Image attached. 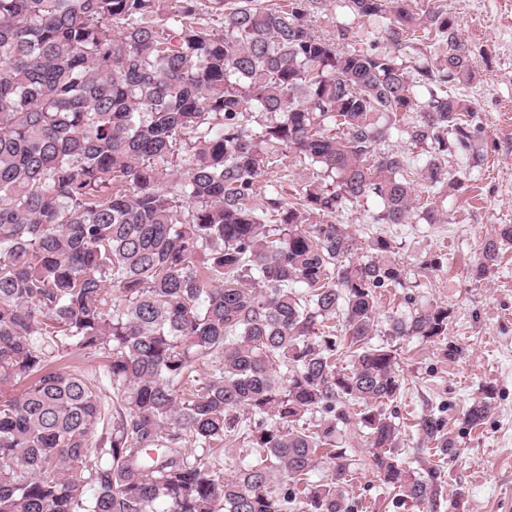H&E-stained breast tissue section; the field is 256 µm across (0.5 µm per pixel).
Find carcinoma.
I'll list each match as a JSON object with an SVG mask.
<instances>
[{
	"mask_svg": "<svg viewBox=\"0 0 512 512\" xmlns=\"http://www.w3.org/2000/svg\"><path fill=\"white\" fill-rule=\"evenodd\" d=\"M209 2L219 32L198 0H0V387L24 383L0 395V512H344L351 405L381 482L436 495L439 471L391 457L397 353L373 342L376 289L406 269L385 238L356 255L329 217L374 197L375 222L410 224L417 182L462 188L447 164L472 146L471 108L448 85L471 79L470 50L414 0H342L334 39L313 29L323 0ZM373 17L385 47L343 50ZM418 30L445 50L411 69L399 50ZM395 134L420 153L384 148ZM288 154L318 176L293 201L260 183ZM511 244L499 225L476 276ZM335 318L348 370L319 331ZM448 319L421 308L386 331L434 342ZM69 346L107 358L94 449L99 383L50 368ZM416 426L448 453L435 417ZM242 438L231 477L190 451ZM322 455L331 477L311 482Z\"/></svg>",
	"mask_w": 512,
	"mask_h": 512,
	"instance_id": "carcinoma-1",
	"label": "carcinoma"
}]
</instances>
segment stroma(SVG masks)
I'll return each instance as SVG.
<instances>
[{"mask_svg":"<svg viewBox=\"0 0 512 512\" xmlns=\"http://www.w3.org/2000/svg\"><path fill=\"white\" fill-rule=\"evenodd\" d=\"M458 23L475 68L458 87L479 128L473 152L448 159L449 171L466 174L451 196L435 195L438 224H374L379 205L367 200L347 208L361 251L378 236L388 239L406 267L401 288L377 291L380 324L409 311L449 308L447 336L387 340L398 354L402 389L386 406L398 426L396 460L413 474L436 469L442 481L432 504L401 499L378 479L356 421L342 426L339 441L354 472L339 492L346 512H512V245L503 249L485 280L475 281L486 240L512 224V0H438ZM486 403L482 425L470 427L471 405ZM434 414L453 453L436 452L416 429Z\"/></svg>","mask_w":512,"mask_h":512,"instance_id":"obj_1","label":"stroma"}]
</instances>
